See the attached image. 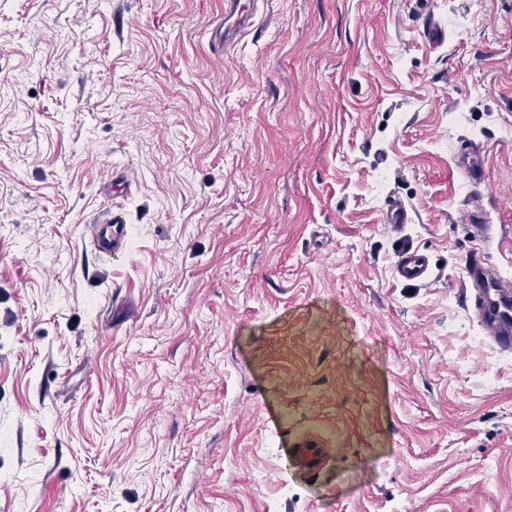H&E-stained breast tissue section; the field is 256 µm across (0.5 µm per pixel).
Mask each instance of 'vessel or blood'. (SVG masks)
Here are the masks:
<instances>
[{"label":"vessel or blood","instance_id":"1","mask_svg":"<svg viewBox=\"0 0 512 512\" xmlns=\"http://www.w3.org/2000/svg\"><path fill=\"white\" fill-rule=\"evenodd\" d=\"M229 14L232 24L223 23L208 32V43L214 50H223L239 31L252 28L255 13L241 6L239 0H231ZM471 227L478 241L465 263L466 285L475 293V308L484 333L503 351H512V283L502 279L488 264L485 254L493 238L488 225L484 224L479 210L471 212ZM87 233L95 250L103 253H119L126 245L127 225L122 211H105L99 221L88 225ZM396 273L404 282L425 283L431 275L428 256L414 249L402 250L397 259Z\"/></svg>","mask_w":512,"mask_h":512}]
</instances>
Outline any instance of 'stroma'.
Wrapping results in <instances>:
<instances>
[{
    "mask_svg": "<svg viewBox=\"0 0 512 512\" xmlns=\"http://www.w3.org/2000/svg\"><path fill=\"white\" fill-rule=\"evenodd\" d=\"M256 13L217 54L224 0H0V512H512L464 274L474 193L512 272V0ZM127 222L124 213L110 208L99 221L87 225V234L95 250L103 253L122 252L126 245ZM396 273L401 281L423 284L431 275L429 258L418 250L403 249L398 255Z\"/></svg>",
    "mask_w": 512,
    "mask_h": 512,
    "instance_id": "obj_1",
    "label": "stroma"
}]
</instances>
